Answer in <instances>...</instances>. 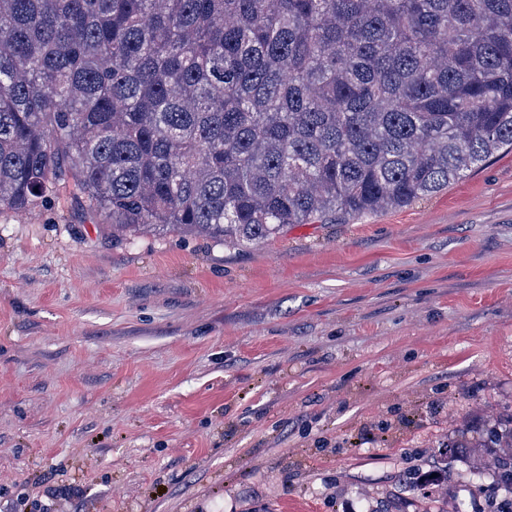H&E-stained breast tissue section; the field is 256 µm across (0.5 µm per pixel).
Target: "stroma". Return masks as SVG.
<instances>
[{
	"instance_id": "stroma-1",
	"label": "stroma",
	"mask_w": 512,
	"mask_h": 512,
	"mask_svg": "<svg viewBox=\"0 0 512 512\" xmlns=\"http://www.w3.org/2000/svg\"><path fill=\"white\" fill-rule=\"evenodd\" d=\"M512 418V150L269 240L0 210V512H496L441 445ZM450 463L439 489L406 487Z\"/></svg>"
}]
</instances>
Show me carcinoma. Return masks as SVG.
<instances>
[{
	"instance_id": "carcinoma-1",
	"label": "carcinoma",
	"mask_w": 512,
	"mask_h": 512,
	"mask_svg": "<svg viewBox=\"0 0 512 512\" xmlns=\"http://www.w3.org/2000/svg\"><path fill=\"white\" fill-rule=\"evenodd\" d=\"M512 147V0H0V210L226 245L428 198ZM512 486V423L461 438Z\"/></svg>"
}]
</instances>
